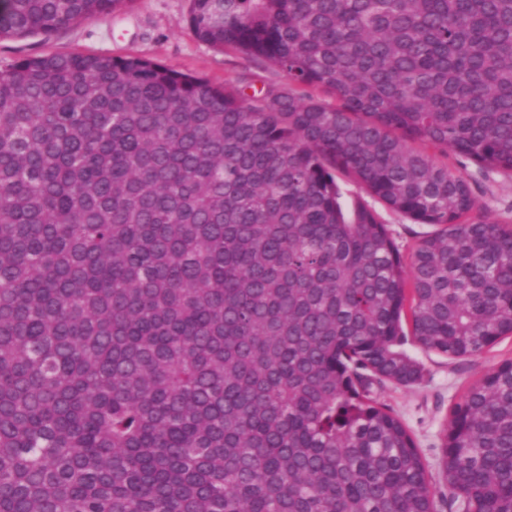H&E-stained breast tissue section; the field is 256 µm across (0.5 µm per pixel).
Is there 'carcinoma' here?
<instances>
[{
	"mask_svg": "<svg viewBox=\"0 0 512 512\" xmlns=\"http://www.w3.org/2000/svg\"><path fill=\"white\" fill-rule=\"evenodd\" d=\"M0 37L128 0H0ZM327 103L138 57L0 70V512H512V360L440 468L375 388L512 334V0H190ZM437 230L404 263L337 174ZM448 165L470 186L476 200L471 217L490 214L504 224H512V173L482 170L472 162L457 164L448 153Z\"/></svg>",
	"mask_w": 512,
	"mask_h": 512,
	"instance_id": "1",
	"label": "carcinoma"
}]
</instances>
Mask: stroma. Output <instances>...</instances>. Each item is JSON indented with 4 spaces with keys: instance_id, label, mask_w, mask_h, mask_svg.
Returning a JSON list of instances; mask_svg holds the SVG:
<instances>
[{
    "instance_id": "stroma-1",
    "label": "stroma",
    "mask_w": 512,
    "mask_h": 512,
    "mask_svg": "<svg viewBox=\"0 0 512 512\" xmlns=\"http://www.w3.org/2000/svg\"><path fill=\"white\" fill-rule=\"evenodd\" d=\"M190 0H130L112 15H93L49 35L0 38V69L22 58L56 53L139 56L199 75L217 84L248 77L254 88L288 87L285 73L240 53L201 43L188 26ZM455 174L470 186L476 214H490L512 224V173L487 171L474 163L453 164ZM423 368L420 384L392 385L377 397L404 421L429 465H437L441 437L452 407L494 365L512 359V336L499 339L481 356L451 360L407 344Z\"/></svg>"
}]
</instances>
